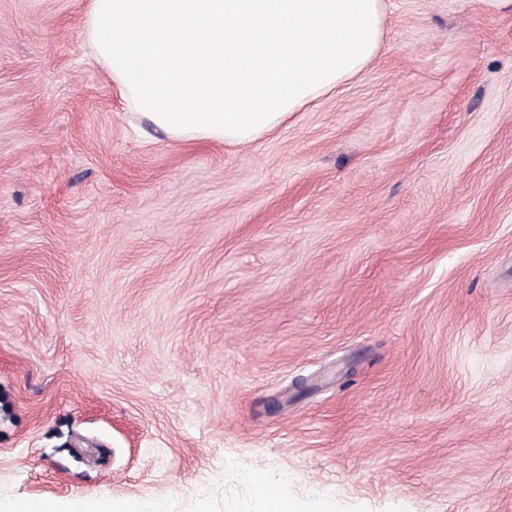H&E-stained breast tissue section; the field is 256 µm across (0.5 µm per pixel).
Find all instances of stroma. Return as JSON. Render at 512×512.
<instances>
[{
    "label": "stroma",
    "instance_id": "obj_1",
    "mask_svg": "<svg viewBox=\"0 0 512 512\" xmlns=\"http://www.w3.org/2000/svg\"><path fill=\"white\" fill-rule=\"evenodd\" d=\"M363 71L172 141L84 0H0V512H512V5L386 0Z\"/></svg>",
    "mask_w": 512,
    "mask_h": 512
}]
</instances>
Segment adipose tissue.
Wrapping results in <instances>:
<instances>
[{
	"mask_svg": "<svg viewBox=\"0 0 512 512\" xmlns=\"http://www.w3.org/2000/svg\"><path fill=\"white\" fill-rule=\"evenodd\" d=\"M92 57L175 141L249 144L358 74L383 0H89Z\"/></svg>",
	"mask_w": 512,
	"mask_h": 512,
	"instance_id": "1",
	"label": "adipose tissue"
}]
</instances>
